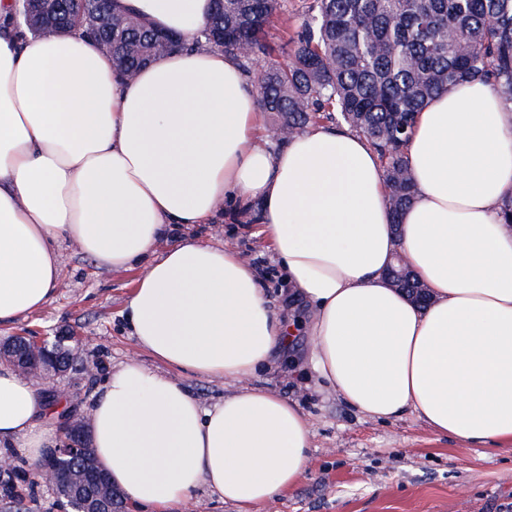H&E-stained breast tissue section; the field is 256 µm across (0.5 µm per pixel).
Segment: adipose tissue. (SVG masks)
Listing matches in <instances>:
<instances>
[{"label":"adipose tissue","instance_id":"ef3b65f1","mask_svg":"<svg viewBox=\"0 0 512 512\" xmlns=\"http://www.w3.org/2000/svg\"><path fill=\"white\" fill-rule=\"evenodd\" d=\"M180 37L122 77L81 30L31 37L0 0V326L42 308L60 247L141 268L126 307L137 345L91 410L111 482L150 512H180L207 486L239 512L294 487L311 447L301 408L249 389L202 408L176 373L241 381L292 342L237 251L168 225L207 224L225 200L260 202L259 223L312 305L311 364L371 417L411 412L468 445L512 442V108L469 82L433 98L405 149L414 197L400 222L359 134L312 126L278 149L238 61L201 41L212 0H114ZM403 254L428 288L419 307L386 270ZM44 393L0 365V458L52 447Z\"/></svg>","mask_w":512,"mask_h":512}]
</instances>
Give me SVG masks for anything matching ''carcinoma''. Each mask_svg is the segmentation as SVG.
Masks as SVG:
<instances>
[{
	"instance_id": "1",
	"label": "carcinoma",
	"mask_w": 512,
	"mask_h": 512,
	"mask_svg": "<svg viewBox=\"0 0 512 512\" xmlns=\"http://www.w3.org/2000/svg\"><path fill=\"white\" fill-rule=\"evenodd\" d=\"M205 42L236 57L253 82L258 103L274 115L282 143L311 125L348 126L362 134L384 171L393 223L413 199L405 156L418 112L438 94L462 82L489 83L512 107V0H312L282 52L269 57L267 26L287 0H214ZM78 27L112 40V58L130 73L180 47L146 21L112 13L97 3ZM94 455L61 460L62 473L76 472ZM36 486L17 465L0 481V500H16L17 484Z\"/></svg>"
}]
</instances>
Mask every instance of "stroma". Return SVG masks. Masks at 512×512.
Instances as JSON below:
<instances>
[{"mask_svg":"<svg viewBox=\"0 0 512 512\" xmlns=\"http://www.w3.org/2000/svg\"><path fill=\"white\" fill-rule=\"evenodd\" d=\"M174 235L200 234L255 261L271 306L307 324L309 306L292 298L286 273L260 224L233 205L219 220L200 227L175 226ZM61 278L52 299L8 328L0 338L33 331L52 336L68 331L87 340L85 361L92 376L57 378L65 403L89 416L105 376L135 358L154 366L125 324L124 307L137 277L133 270L100 266L75 243L61 247ZM310 339L298 333L269 369L248 379L249 387L295 401L308 414L312 449L301 480L256 512H512V444L496 451L473 448L436 434L414 413L377 420L347 406L316 378Z\"/></svg>","mask_w":512,"mask_h":512,"instance_id":"35a3bbf8","label":"stroma"}]
</instances>
